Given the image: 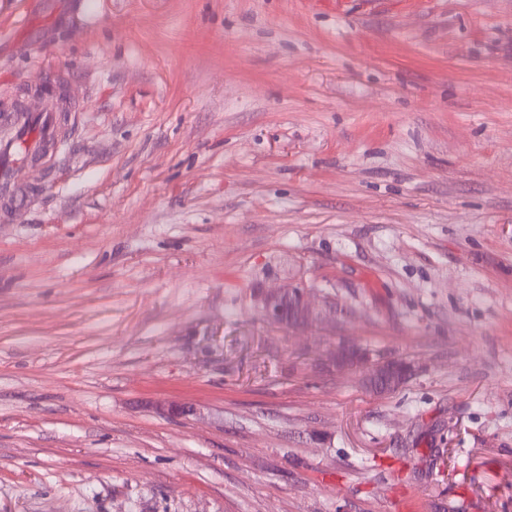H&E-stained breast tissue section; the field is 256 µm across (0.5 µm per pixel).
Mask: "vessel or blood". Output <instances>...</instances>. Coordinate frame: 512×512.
<instances>
[{"instance_id": "obj_1", "label": "vessel or blood", "mask_w": 512, "mask_h": 512, "mask_svg": "<svg viewBox=\"0 0 512 512\" xmlns=\"http://www.w3.org/2000/svg\"><path fill=\"white\" fill-rule=\"evenodd\" d=\"M0 126L9 134L0 138V186L11 185L12 167L17 162L19 147L44 148L62 142L65 123L59 105L38 112L14 110L0 113Z\"/></svg>"}]
</instances>
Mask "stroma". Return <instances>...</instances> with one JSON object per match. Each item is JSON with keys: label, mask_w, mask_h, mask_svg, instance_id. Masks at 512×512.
Segmentation results:
<instances>
[{"label": "stroma", "mask_w": 512, "mask_h": 512, "mask_svg": "<svg viewBox=\"0 0 512 512\" xmlns=\"http://www.w3.org/2000/svg\"><path fill=\"white\" fill-rule=\"evenodd\" d=\"M5 90L81 114L0 219V512H512V0H0ZM306 289L298 286H287L276 292L262 293L259 301L264 315L273 322L287 323V315L285 307L281 304V300L288 299L289 302L297 305L307 313V318L302 325H308L317 319V314L309 305L306 297ZM330 355L336 370L354 369L372 361L367 351L354 349L345 342L338 343ZM415 372V367L410 362L403 360H376L364 379V385L375 390L385 381L386 387L395 389L402 386Z\"/></svg>", "instance_id": "obj_1"}]
</instances>
